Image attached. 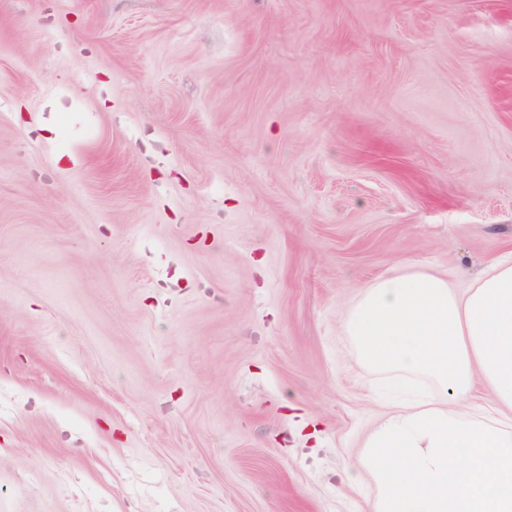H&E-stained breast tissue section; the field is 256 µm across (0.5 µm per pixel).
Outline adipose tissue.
Wrapping results in <instances>:
<instances>
[{"label": "adipose tissue", "instance_id": "1", "mask_svg": "<svg viewBox=\"0 0 512 512\" xmlns=\"http://www.w3.org/2000/svg\"><path fill=\"white\" fill-rule=\"evenodd\" d=\"M345 328L395 387L431 384L385 414L357 459L372 512H512V255L463 293L407 264L360 292ZM479 379L489 396L476 400Z\"/></svg>", "mask_w": 512, "mask_h": 512}]
</instances>
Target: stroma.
<instances>
[{
	"label": "stroma",
	"instance_id": "1",
	"mask_svg": "<svg viewBox=\"0 0 512 512\" xmlns=\"http://www.w3.org/2000/svg\"><path fill=\"white\" fill-rule=\"evenodd\" d=\"M509 251L512 0H0V512H370L348 307Z\"/></svg>",
	"mask_w": 512,
	"mask_h": 512
}]
</instances>
